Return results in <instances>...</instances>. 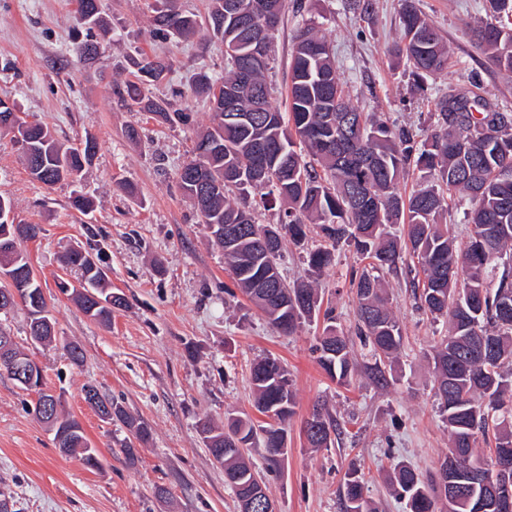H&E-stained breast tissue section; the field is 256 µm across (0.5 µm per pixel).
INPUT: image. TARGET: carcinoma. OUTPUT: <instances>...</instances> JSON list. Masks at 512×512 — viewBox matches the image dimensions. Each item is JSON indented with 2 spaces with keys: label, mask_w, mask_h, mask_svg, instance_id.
Returning a JSON list of instances; mask_svg holds the SVG:
<instances>
[{
  "label": "carcinoma",
  "mask_w": 512,
  "mask_h": 512,
  "mask_svg": "<svg viewBox=\"0 0 512 512\" xmlns=\"http://www.w3.org/2000/svg\"><path fill=\"white\" fill-rule=\"evenodd\" d=\"M229 0H212L199 20L169 7L164 0L154 9V33L162 38H192L201 26L224 43V76L220 84L206 74L198 77L195 91L206 96L213 114L212 125L198 134L193 157L177 173L182 192L193 201L201 222L214 242L228 248L224 259L238 288L263 311L284 335L293 334L301 323L320 312L318 289L313 282L293 286L274 279L273 270L283 240L296 244L306 238V223L317 226L324 244L307 253L309 270L318 273L334 260L333 248L342 240L354 243L369 260V268L352 273L350 285L357 298L358 338L368 346L374 362L370 377L387 382V366L398 359L402 328L392 315L386 288L372 270L397 268L406 248L423 273L412 282L420 306L432 317H443L448 333L430 353L435 395L446 414L448 454L435 474L424 479L413 468L397 464L387 480L393 494L405 500L406 512H436L437 500L448 497L443 473L457 456L481 457L478 434L494 431L493 456L486 460L495 471L496 459L512 453V268L501 272L496 288L488 286L489 274L497 268L503 250L512 245V115L497 111L482 94L471 90L450 93L436 103L433 128L425 138L407 127L391 126L375 113L354 107L336 75L328 43L314 28L304 25L294 36L288 113L270 101L265 72L270 61L251 70L242 82L238 70L244 51L240 21L225 16ZM78 18L86 33L73 43L83 62L100 60L101 43L95 31L105 28L101 0H79ZM403 40L394 55L406 61L417 84L448 69V48L437 28L414 8L406 7L402 18ZM476 47L489 54L499 70L512 75V27L485 22L472 31ZM136 81L116 90L119 99H129L141 112L170 122L186 120L171 112L170 103L148 95L149 88L163 80L169 64L159 57L134 61ZM232 98L236 120H225V102ZM336 98V111H328ZM27 144L25 161L30 177L45 186L78 182L97 150L96 138L88 134L82 147L58 143L48 127L32 123L19 131ZM261 141L275 145L266 162L277 180L274 189L251 185L224 170L248 166ZM422 173L425 184L405 199L398 193L400 178L408 171ZM237 190L241 201L232 203L227 193ZM474 201L470 212L472 229L465 246L456 245L448 225L439 222L456 194ZM279 205L283 216L277 224H258L256 206ZM243 224L246 230L224 241V226ZM395 224L408 225V242L402 244L387 231ZM62 267L80 272L92 293L71 290L78 308L88 318L112 324V310L96 296L110 287L101 258L81 250L60 257ZM14 265L25 273L16 285L21 298L33 293L44 296L27 258L16 253L0 257V266ZM462 267L466 277L449 274V267ZM318 363L340 384L356 375L348 337L329 325L320 337ZM257 410L276 417V424L261 428L241 418H227L219 427L202 424L209 453L224 449V480L235 497L256 488L259 473L250 456L258 454L266 468L273 469L287 453L285 425L294 414L295 395L288 370L276 358L265 357L251 367ZM86 403L101 417L119 420L140 444L150 439L147 425L122 405L100 395ZM320 419L317 433L306 434L312 448H326L339 435L335 417L323 407L312 413ZM63 420L70 433L58 444L61 452L77 454L89 469L99 467L97 449L91 446L81 424L73 417ZM343 512H378L365 495L358 471L347 474L342 492Z\"/></svg>",
  "instance_id": "cac0c4a2"
}]
</instances>
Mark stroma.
Masks as SVG:
<instances>
[{"label":"stroma","mask_w":512,"mask_h":512,"mask_svg":"<svg viewBox=\"0 0 512 512\" xmlns=\"http://www.w3.org/2000/svg\"><path fill=\"white\" fill-rule=\"evenodd\" d=\"M350 0H288L265 78L271 98L287 110L293 40L314 24L328 41L352 105L383 112L391 121L430 131L434 103L448 92L479 88L498 111L512 114V78L502 76L474 45L470 30L491 16L489 0H372L370 14ZM413 4L449 48L448 70L412 92L390 48L400 37L399 15ZM156 0H103L110 31L106 56L87 67L71 51L76 0H0V98L14 101L28 120L49 127L63 144L93 134L98 150L82 180L47 187L33 181L20 150L0 136V194L11 199L17 223L36 224L37 239L20 248L41 280L57 340L31 342L24 307L0 313V328L44 370L47 387L97 448L100 468L56 448L47 427L29 413L35 394L0 378V492L17 512H238L224 471L200 433L203 421L223 424L233 414L264 423L253 406L250 367L266 356L288 369L296 396L288 422V455L281 471L263 476L278 512H342L344 477L355 469L378 512H404L385 477L396 463L421 476L435 473L448 452V428L433 393L428 355L445 334L443 322L419 309L412 292L414 262L380 271L390 307L403 332L393 379L380 385L359 373L342 386L319 366L315 347L327 320L356 333L352 269L364 259L342 244L315 280L330 319L303 323L286 336L241 293L190 201L175 179L197 132L211 124L210 104L191 87L200 71L224 73V45L207 31L186 41L154 38ZM167 57L172 67L154 96L190 113L167 123L131 104L115 88L132 80L140 55ZM92 199V212L72 207L75 195ZM72 249L97 252L114 293L125 305L111 327L88 319L55 286L65 276L60 257ZM84 352L71 365L63 346ZM96 386L151 431L136 465L119 454L131 439L118 420L104 421L84 400ZM326 403L341 434L330 447H308L303 426Z\"/></svg>","instance_id":"obj_1"}]
</instances>
